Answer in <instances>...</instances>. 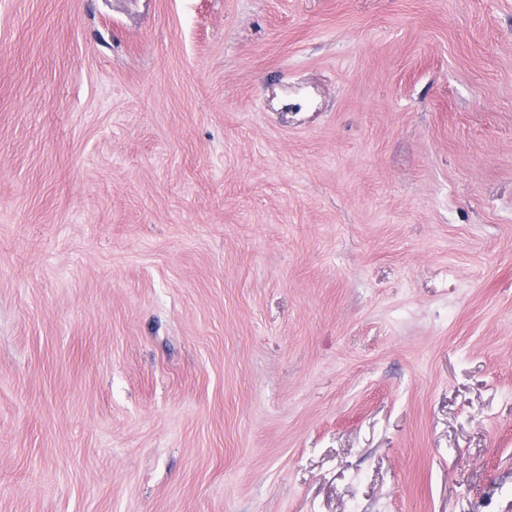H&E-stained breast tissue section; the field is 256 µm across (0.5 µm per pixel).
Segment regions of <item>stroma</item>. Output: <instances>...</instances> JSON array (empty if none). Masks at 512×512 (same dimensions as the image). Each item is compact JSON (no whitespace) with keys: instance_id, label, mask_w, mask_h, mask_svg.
Wrapping results in <instances>:
<instances>
[{"instance_id":"obj_1","label":"stroma","mask_w":512,"mask_h":512,"mask_svg":"<svg viewBox=\"0 0 512 512\" xmlns=\"http://www.w3.org/2000/svg\"><path fill=\"white\" fill-rule=\"evenodd\" d=\"M0 512H512V0H0Z\"/></svg>"}]
</instances>
